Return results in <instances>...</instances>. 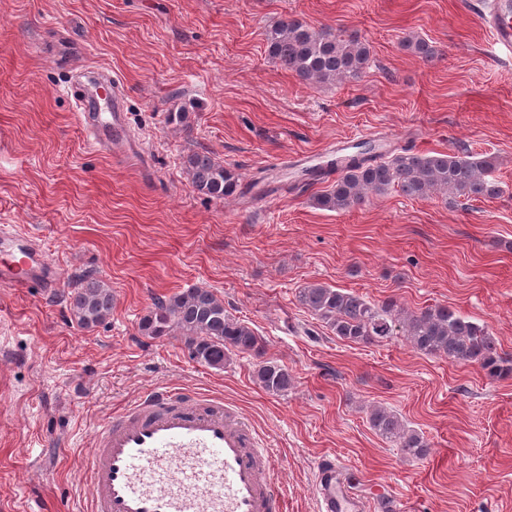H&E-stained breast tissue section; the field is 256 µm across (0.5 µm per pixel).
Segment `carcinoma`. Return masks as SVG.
<instances>
[{
  "label": "carcinoma",
  "mask_w": 512,
  "mask_h": 512,
  "mask_svg": "<svg viewBox=\"0 0 512 512\" xmlns=\"http://www.w3.org/2000/svg\"><path fill=\"white\" fill-rule=\"evenodd\" d=\"M265 41L269 56L309 85L356 81L369 62V49L357 37L315 29L296 19H285L267 30ZM403 46L424 61L434 57L432 46L422 38H408ZM185 167L192 187L202 196L225 198L237 190L236 173L207 152L188 154ZM493 169L489 159L474 161L459 153L419 155L402 149L389 155L352 156L315 201L323 209L348 211L363 204L368 194H382L395 186L415 198L436 192L453 198H491L502 192L491 178ZM63 298L81 328L99 326L112 315V289L93 274L81 275ZM296 299L342 341L383 343L401 333L424 354L444 356L453 364L476 365L491 379L512 375V360L500 355L488 330L446 305L407 311L393 298L376 303L316 282L298 289ZM138 327L141 335L151 339L178 337L191 359L214 369L224 368L233 353L253 356L258 360L254 380L271 395L292 386L288 368L265 358V341L258 332L230 315L224 300L209 288L196 286L155 299ZM369 424L408 458L421 459L429 453L423 434L384 407L371 410Z\"/></svg>",
  "instance_id": "obj_1"
}]
</instances>
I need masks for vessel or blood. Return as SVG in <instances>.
Here are the masks:
<instances>
[{
  "mask_svg": "<svg viewBox=\"0 0 512 512\" xmlns=\"http://www.w3.org/2000/svg\"><path fill=\"white\" fill-rule=\"evenodd\" d=\"M479 21L494 45L512 54V0H488ZM92 87H68L74 115L95 150L118 165H142L143 143L128 132L125 89L100 71ZM0 286L25 292L58 285L42 247L17 225L0 224ZM84 512H284L273 454L245 414L223 399L156 388L99 424L85 448ZM317 512H368L344 466L314 464Z\"/></svg>",
  "mask_w": 512,
  "mask_h": 512,
  "instance_id": "b4317fda",
  "label": "vessel or blood"
}]
</instances>
